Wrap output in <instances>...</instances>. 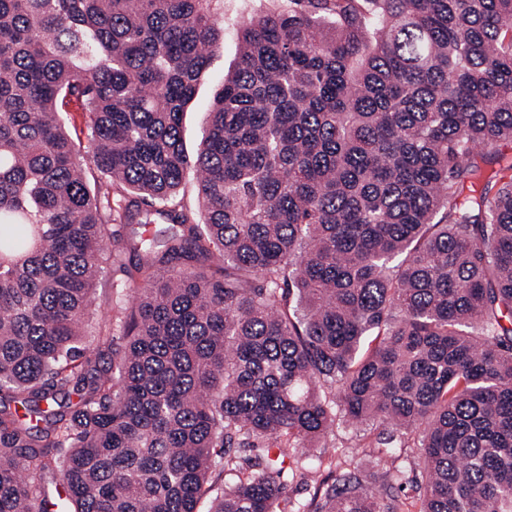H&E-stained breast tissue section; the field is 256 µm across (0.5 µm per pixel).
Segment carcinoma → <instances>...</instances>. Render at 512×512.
I'll return each instance as SVG.
<instances>
[{"instance_id":"carcinoma-1","label":"carcinoma","mask_w":512,"mask_h":512,"mask_svg":"<svg viewBox=\"0 0 512 512\" xmlns=\"http://www.w3.org/2000/svg\"><path fill=\"white\" fill-rule=\"evenodd\" d=\"M211 2L0 0V512L49 478L58 512H196L216 470L213 512H280L338 419L386 436L292 512H512V158L471 194L512 0L263 11L191 160ZM109 261L151 280L92 345Z\"/></svg>"}]
</instances>
